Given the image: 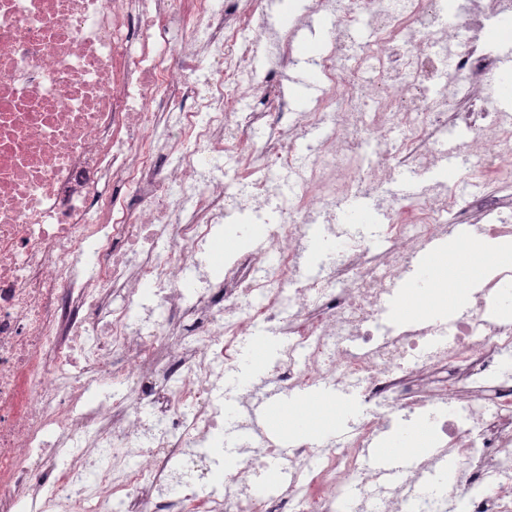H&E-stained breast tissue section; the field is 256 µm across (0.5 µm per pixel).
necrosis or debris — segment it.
Masks as SVG:
<instances>
[{"mask_svg": "<svg viewBox=\"0 0 512 512\" xmlns=\"http://www.w3.org/2000/svg\"><path fill=\"white\" fill-rule=\"evenodd\" d=\"M443 0H309L310 14L336 12L337 32L318 62L322 94L295 110L281 91L293 65L289 28L269 26L264 0H0V512H405L424 460L392 483L363 457L383 424L367 412L334 448H294L299 480L278 495L255 493L248 476L278 454L270 441L249 460L225 461L198 447L224 427V376L237 368L238 341L288 317L286 345L268 368L288 391L317 382L352 386L403 420L442 404L439 452L456 464L450 491L422 512H512V324L493 309L512 270L487 277L461 316L375 336L387 290L412 248L444 233L449 216L480 223L492 240L512 209V117L484 94L496 56L456 46L440 23ZM367 17L370 38L352 34ZM183 39L166 53L170 21ZM256 40L243 43L242 31ZM269 47L263 73L252 65ZM453 66L458 90L440 80ZM256 91L272 136L247 149L249 118L234 115ZM467 142H449L491 193L463 201L426 184L388 208L390 242L381 263L361 239L326 274L302 275L297 246L314 208L335 214L342 193L380 191L393 168L420 174L433 164L457 96ZM177 115L165 137L156 129ZM404 135L393 146V126ZM323 128L313 158L296 142ZM277 204L273 263L240 256L223 279L181 275L201 265L228 204ZM166 234L165 254L149 248ZM153 291L144 302L142 288ZM126 289L121 309L113 289ZM126 386L122 396L113 385ZM53 451L44 455L45 434ZM223 494L193 491L206 464ZM357 487L348 500L343 489Z\"/></svg>", "mask_w": 512, "mask_h": 512, "instance_id": "obj_1", "label": "necrosis or debris"}]
</instances>
